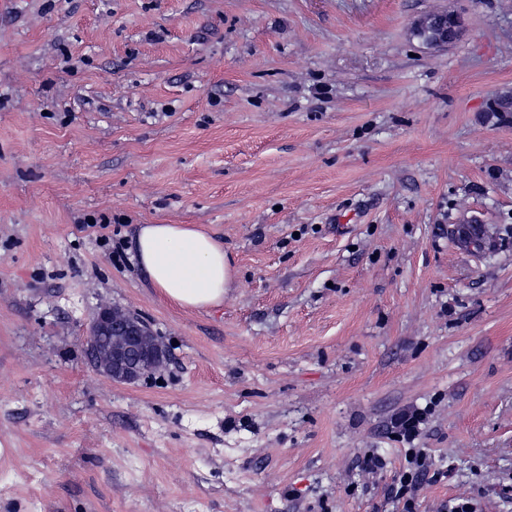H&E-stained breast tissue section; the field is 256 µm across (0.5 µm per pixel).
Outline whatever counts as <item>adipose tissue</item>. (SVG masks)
Here are the masks:
<instances>
[{
    "mask_svg": "<svg viewBox=\"0 0 512 512\" xmlns=\"http://www.w3.org/2000/svg\"><path fill=\"white\" fill-rule=\"evenodd\" d=\"M134 249L151 287L183 310L222 304L234 280L223 242L194 224L138 225Z\"/></svg>",
    "mask_w": 512,
    "mask_h": 512,
    "instance_id": "1",
    "label": "adipose tissue"
}]
</instances>
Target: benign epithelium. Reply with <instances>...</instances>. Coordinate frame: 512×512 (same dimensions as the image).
I'll use <instances>...</instances> for the list:
<instances>
[{
    "label": "benign epithelium",
    "mask_w": 512,
    "mask_h": 512,
    "mask_svg": "<svg viewBox=\"0 0 512 512\" xmlns=\"http://www.w3.org/2000/svg\"><path fill=\"white\" fill-rule=\"evenodd\" d=\"M460 31V19L446 13L430 14L413 26L414 35L429 46H445ZM86 360L100 376L120 383H134L164 370L169 355L163 341L129 309L103 304L86 336Z\"/></svg>",
    "instance_id": "1"
}]
</instances>
